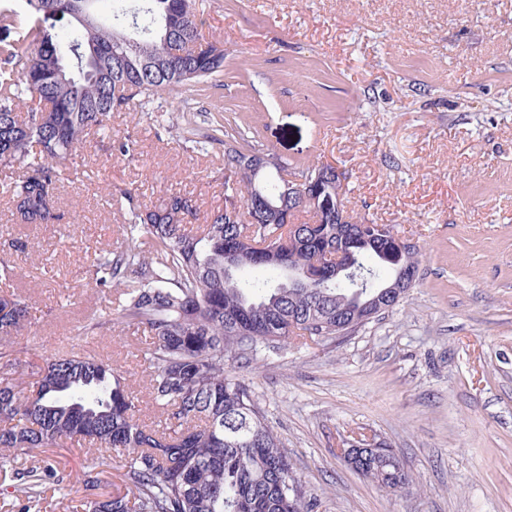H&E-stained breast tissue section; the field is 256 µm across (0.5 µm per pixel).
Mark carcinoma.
Masks as SVG:
<instances>
[{"mask_svg": "<svg viewBox=\"0 0 512 512\" xmlns=\"http://www.w3.org/2000/svg\"><path fill=\"white\" fill-rule=\"evenodd\" d=\"M112 2V24L99 6ZM68 21L64 33L57 24ZM196 0H0V168L19 166L0 186L24 224H49L66 161L91 132L108 129L113 111L141 109L163 92L200 84L224 72V49L200 41ZM207 143L224 147L238 170L240 212L201 211L198 200L171 194L151 208L128 202L126 246L102 248L87 260L98 291L119 287L84 326L93 334L126 324L149 339L147 390L164 425L140 419L138 399L108 358L71 351L23 360L17 349L32 324L26 298L0 293V467L31 452L77 443L95 447L103 465L122 455L125 494L98 495L88 512H315L248 384L224 372V361L251 360L260 348L291 335L317 339L352 331L338 327L358 305L407 270L417 252L399 254L391 237L363 222L336 223L346 209L341 175L329 165L315 174L328 199L306 203L310 224L283 223L288 180L269 185L255 172V145L242 127ZM341 253L318 280H298L315 257ZM362 269L365 292L336 266ZM264 269L283 278L250 280ZM35 387L27 392L28 386ZM394 463L372 457L364 474L389 486ZM100 486L99 473L57 472L51 465L19 473L10 495L18 512H41L43 485Z\"/></svg>", "mask_w": 512, "mask_h": 512, "instance_id": "cac0c4a2", "label": "carcinoma"}]
</instances>
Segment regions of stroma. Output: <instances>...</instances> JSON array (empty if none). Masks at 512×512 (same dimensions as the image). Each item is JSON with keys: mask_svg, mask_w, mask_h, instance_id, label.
<instances>
[{"mask_svg": "<svg viewBox=\"0 0 512 512\" xmlns=\"http://www.w3.org/2000/svg\"><path fill=\"white\" fill-rule=\"evenodd\" d=\"M202 41L224 73L148 111L113 112L105 135L62 181L52 224L16 223L0 198V242L32 261L11 283L34 326L23 358L82 346L108 355L139 399L147 344L120 328L84 334L108 301L85 252L120 247L136 187L149 205L189 194L224 205V152L211 119L250 130L289 172L344 173L345 204L393 226L419 257L391 309L343 336L289 339L228 373L249 384L317 512H512V0H196ZM133 136L135 162L113 154ZM363 436L412 477L392 492L352 470L340 448ZM69 444L24 465L75 471Z\"/></svg>", "mask_w": 512, "mask_h": 512, "instance_id": "1", "label": "stroma"}]
</instances>
